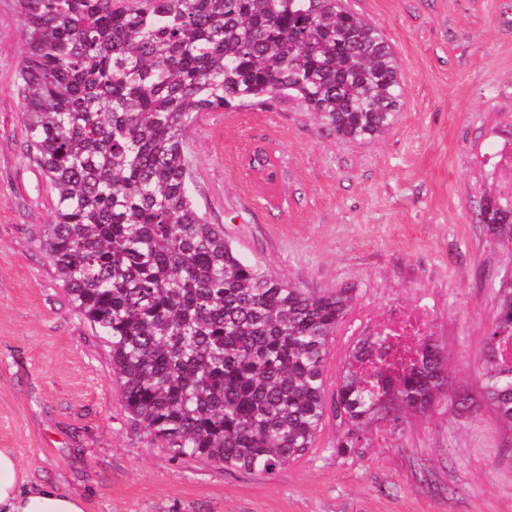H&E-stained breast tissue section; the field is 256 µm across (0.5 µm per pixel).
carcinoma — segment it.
I'll use <instances>...</instances> for the list:
<instances>
[{
	"mask_svg": "<svg viewBox=\"0 0 512 512\" xmlns=\"http://www.w3.org/2000/svg\"><path fill=\"white\" fill-rule=\"evenodd\" d=\"M27 147L55 191L39 249L73 309L109 348L130 423L174 458L271 476L312 447L323 422L337 451L375 420L397 424L448 397L431 337L395 373L394 337L363 339L327 398L329 340L354 289L312 291L244 260L195 201L184 131L202 112L294 99L336 140L394 123L400 63L343 0H16ZM269 182L276 165L256 150ZM482 223L512 249V196ZM512 287L487 332L484 397L512 432Z\"/></svg>",
	"mask_w": 512,
	"mask_h": 512,
	"instance_id": "1",
	"label": "carcinoma"
}]
</instances>
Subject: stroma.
<instances>
[{
	"label": "stroma",
	"mask_w": 512,
	"mask_h": 512,
	"mask_svg": "<svg viewBox=\"0 0 512 512\" xmlns=\"http://www.w3.org/2000/svg\"><path fill=\"white\" fill-rule=\"evenodd\" d=\"M348 3L400 62L393 126L339 142L293 101L201 113L185 138L197 205L274 276L353 288L327 392L361 339L356 317L375 329L425 291L449 381L473 408L376 422L344 454L327 418L312 448L270 477L172 457L132 426L107 348L36 246L55 193L26 150L24 22L15 0H0V448L29 483L80 497L87 512H512V432L482 397L480 367L512 254L479 225L481 203L502 190L484 156L512 139V0ZM259 148L278 159L274 188L248 167Z\"/></svg>",
	"instance_id": "35a3bbf8"
}]
</instances>
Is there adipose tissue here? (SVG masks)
<instances>
[{
	"label": "adipose tissue",
	"instance_id": "adipose-tissue-1",
	"mask_svg": "<svg viewBox=\"0 0 512 512\" xmlns=\"http://www.w3.org/2000/svg\"><path fill=\"white\" fill-rule=\"evenodd\" d=\"M0 512H86V505L53 485H29L13 451L0 448Z\"/></svg>",
	"mask_w": 512,
	"mask_h": 512
}]
</instances>
